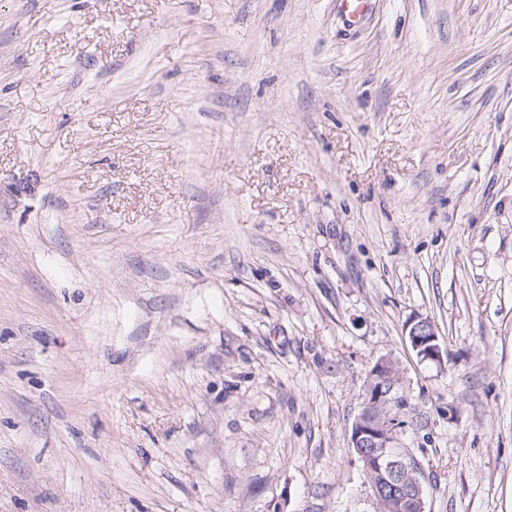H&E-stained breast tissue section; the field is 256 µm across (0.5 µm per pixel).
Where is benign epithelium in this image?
<instances>
[{
  "label": "benign epithelium",
  "mask_w": 512,
  "mask_h": 512,
  "mask_svg": "<svg viewBox=\"0 0 512 512\" xmlns=\"http://www.w3.org/2000/svg\"><path fill=\"white\" fill-rule=\"evenodd\" d=\"M404 333L420 361L443 365V349L431 319L408 320ZM409 406L403 371L393 358L380 357L368 374L361 409L350 430L351 447L369 449L362 456L365 476L386 483L382 492L373 494L377 512H396L404 505L426 512L425 486L418 478L423 467L404 443L416 432L396 417Z\"/></svg>",
  "instance_id": "1"
}]
</instances>
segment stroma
I'll list each match as a JSON object with an SVG mask.
<instances>
[{"label": "stroma", "instance_id": "1", "mask_svg": "<svg viewBox=\"0 0 512 512\" xmlns=\"http://www.w3.org/2000/svg\"><path fill=\"white\" fill-rule=\"evenodd\" d=\"M384 355L512 512V0H0V512H375ZM412 350L422 362H430L442 367L443 349L439 342L437 329L431 319L416 316L408 320L404 326Z\"/></svg>", "mask_w": 512, "mask_h": 512}]
</instances>
